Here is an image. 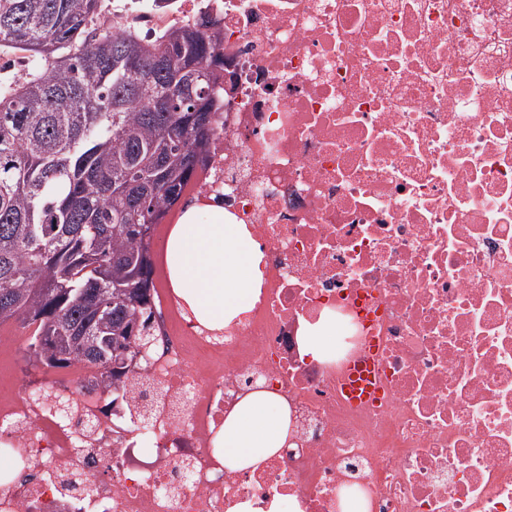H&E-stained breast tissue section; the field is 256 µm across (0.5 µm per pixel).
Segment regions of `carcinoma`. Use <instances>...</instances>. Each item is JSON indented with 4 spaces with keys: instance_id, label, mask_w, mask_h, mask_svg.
I'll list each match as a JSON object with an SVG mask.
<instances>
[{
    "instance_id": "1",
    "label": "carcinoma",
    "mask_w": 512,
    "mask_h": 512,
    "mask_svg": "<svg viewBox=\"0 0 512 512\" xmlns=\"http://www.w3.org/2000/svg\"><path fill=\"white\" fill-rule=\"evenodd\" d=\"M121 19L99 0H0V50L25 62L0 80V324L31 330L33 364L99 372L114 402L125 373L100 360L98 327L126 351L152 324L156 226L224 111L223 16L153 37Z\"/></svg>"
}]
</instances>
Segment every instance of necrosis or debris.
<instances>
[{"label": "necrosis or debris", "mask_w": 512, "mask_h": 512, "mask_svg": "<svg viewBox=\"0 0 512 512\" xmlns=\"http://www.w3.org/2000/svg\"><path fill=\"white\" fill-rule=\"evenodd\" d=\"M233 89L190 201L224 200L262 245V296L212 336L154 272L151 436L104 398L62 421L0 404L23 451L0 512H512V0H210ZM344 328L326 364L301 325ZM370 363L379 399L353 403ZM284 398V448L229 472L224 415ZM91 478L69 486L64 475ZM346 392L357 402L378 398L379 392L372 383L369 365H358L349 370Z\"/></svg>", "instance_id": "necrosis-or-debris-1"}]
</instances>
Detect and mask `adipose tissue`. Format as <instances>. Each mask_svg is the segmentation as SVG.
Masks as SVG:
<instances>
[{
  "label": "adipose tissue",
  "instance_id": "1",
  "mask_svg": "<svg viewBox=\"0 0 512 512\" xmlns=\"http://www.w3.org/2000/svg\"><path fill=\"white\" fill-rule=\"evenodd\" d=\"M170 285L199 327L220 331L251 311L262 292L263 253L248 225L223 203L185 207L165 243ZM291 410L280 396L253 391L225 416L215 446L232 471L254 469L285 445Z\"/></svg>",
  "mask_w": 512,
  "mask_h": 512
}]
</instances>
